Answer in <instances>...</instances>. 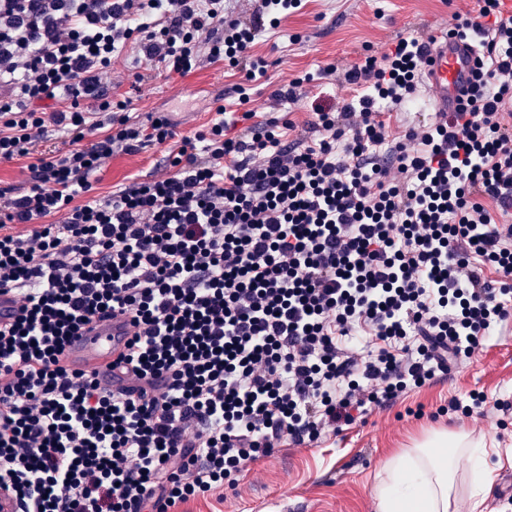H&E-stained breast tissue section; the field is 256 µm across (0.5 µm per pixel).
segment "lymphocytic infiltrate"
Listing matches in <instances>:
<instances>
[{"label":"lymphocytic infiltrate","mask_w":512,"mask_h":512,"mask_svg":"<svg viewBox=\"0 0 512 512\" xmlns=\"http://www.w3.org/2000/svg\"><path fill=\"white\" fill-rule=\"evenodd\" d=\"M479 2L453 29L479 48V82L419 148L394 144L397 177L372 151L377 115L417 100L419 38L348 71L367 92L317 109L312 143L229 138L219 120L183 138L175 174L94 198L114 154L175 136L168 113L136 124L131 100L99 95L115 52L136 42L181 75L204 53L250 80L252 45L302 0H258L246 23L225 21L224 0H0V161H31L26 191L0 190V223L32 226L0 234V288L23 309L0 326V493L17 512H181L282 442L425 386L512 317V225L485 205L512 209V14ZM115 312L138 325L123 393L59 364ZM357 336L367 355L349 350Z\"/></svg>","instance_id":"1"}]
</instances>
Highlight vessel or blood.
<instances>
[{
    "label": "vessel or blood",
    "mask_w": 512,
    "mask_h": 512,
    "mask_svg": "<svg viewBox=\"0 0 512 512\" xmlns=\"http://www.w3.org/2000/svg\"><path fill=\"white\" fill-rule=\"evenodd\" d=\"M476 54L477 48L469 40L451 38L444 32L434 35L424 76L433 92L431 105L436 113L455 111L459 99L470 92ZM20 307L14 291L0 290L1 324L12 323L19 316ZM134 332L131 315L115 313L97 318L70 341L62 364L72 371L108 374L111 388L124 386L126 378L116 365L127 354Z\"/></svg>",
    "instance_id": "vessel-or-blood-1"
}]
</instances>
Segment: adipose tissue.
Listing matches in <instances>:
<instances>
[{
  "mask_svg": "<svg viewBox=\"0 0 512 512\" xmlns=\"http://www.w3.org/2000/svg\"><path fill=\"white\" fill-rule=\"evenodd\" d=\"M462 451L470 465L471 496L482 501L493 480L485 442L441 429L389 456L372 490L377 512H455Z\"/></svg>",
  "mask_w": 512,
  "mask_h": 512,
  "instance_id": "ef3b65f1",
  "label": "adipose tissue"
}]
</instances>
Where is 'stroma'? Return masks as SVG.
Masks as SVG:
<instances>
[{
	"label": "stroma",
	"mask_w": 512,
	"mask_h": 512,
	"mask_svg": "<svg viewBox=\"0 0 512 512\" xmlns=\"http://www.w3.org/2000/svg\"><path fill=\"white\" fill-rule=\"evenodd\" d=\"M475 0H305L301 9L282 16L267 28L252 48L265 60V72L254 80L220 61L201 58L185 75L140 73L138 51L128 46L115 54L111 67L100 74L98 91L104 97L131 98L139 121L148 113L168 111L176 136L168 144L149 146L110 159L90 178L92 194L111 195L129 184L173 173L169 155L182 137L207 130L225 110L236 135L235 116L250 113V126L264 130L278 121L282 144L314 139L315 107H339L358 99L364 87L342 82L341 74L357 65L364 53L385 51L397 38L425 36L452 28L460 17L474 13ZM335 76H327V67ZM300 99H276L277 89L303 75ZM421 89L415 104L381 110L390 138L399 140L434 120ZM479 391L487 401L483 415H438L449 399L468 401ZM446 427L481 437L493 450L497 467L480 509H473L469 465L458 461L460 478L457 512H497V497L512 483V318L499 324L483 349L448 374L423 388L404 394L388 408L373 409L355 423L326 432L318 442L284 443L274 454L248 464L235 486L192 500L184 512H376L371 487L389 455L409 447L425 430Z\"/></svg>",
	"instance_id": "obj_1"
}]
</instances>
